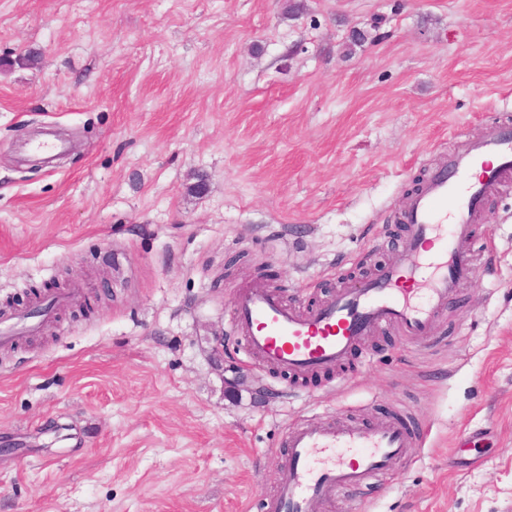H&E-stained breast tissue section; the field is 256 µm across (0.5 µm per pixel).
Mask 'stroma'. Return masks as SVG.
Returning <instances> with one entry per match:
<instances>
[{
	"instance_id": "obj_1",
	"label": "stroma",
	"mask_w": 512,
	"mask_h": 512,
	"mask_svg": "<svg viewBox=\"0 0 512 512\" xmlns=\"http://www.w3.org/2000/svg\"><path fill=\"white\" fill-rule=\"evenodd\" d=\"M496 124L512 0H0V312L85 287L0 348V512H264L285 427L340 417L426 444L323 512H512V184L432 340L383 329L305 384L230 307L260 265L302 305L374 275Z\"/></svg>"
}]
</instances>
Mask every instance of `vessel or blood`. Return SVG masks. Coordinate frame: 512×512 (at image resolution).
<instances>
[{"label":"vessel or blood","mask_w":512,"mask_h":512,"mask_svg":"<svg viewBox=\"0 0 512 512\" xmlns=\"http://www.w3.org/2000/svg\"><path fill=\"white\" fill-rule=\"evenodd\" d=\"M512 182V128L492 125L462 140L407 196L396 218L408 227L397 259L375 277L323 303L286 304L259 282L237 289L232 326L249 358L288 375L334 368L367 336L386 326L409 340L431 336L460 284L478 273L473 225L484 201ZM66 298L44 299V313L0 318V346L38 331ZM276 494L265 512H318L343 491L383 474L420 441L398 418L365 428L351 421L290 426Z\"/></svg>","instance_id":"b4317fda"}]
</instances>
